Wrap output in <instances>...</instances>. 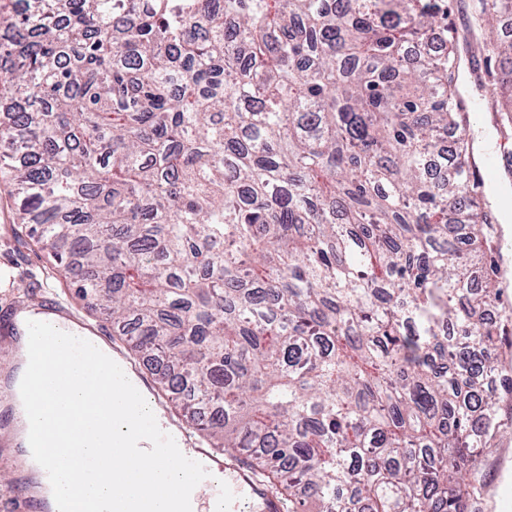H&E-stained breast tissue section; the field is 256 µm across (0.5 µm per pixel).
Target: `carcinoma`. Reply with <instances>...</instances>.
<instances>
[{
    "mask_svg": "<svg viewBox=\"0 0 512 512\" xmlns=\"http://www.w3.org/2000/svg\"><path fill=\"white\" fill-rule=\"evenodd\" d=\"M25 2L0 182L193 431L288 512H470L512 317L487 319L499 256L473 278L493 217L437 0Z\"/></svg>",
    "mask_w": 512,
    "mask_h": 512,
    "instance_id": "obj_1",
    "label": "carcinoma"
}]
</instances>
